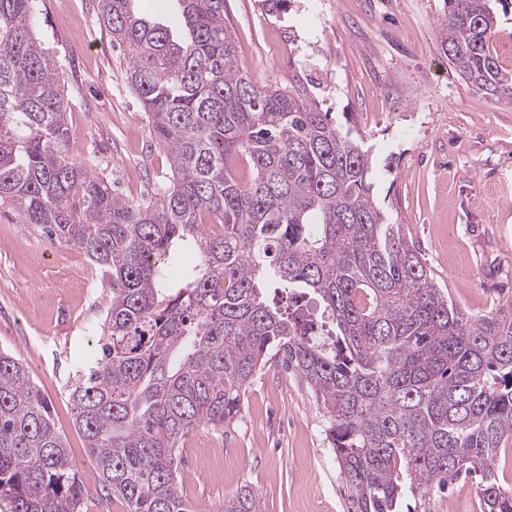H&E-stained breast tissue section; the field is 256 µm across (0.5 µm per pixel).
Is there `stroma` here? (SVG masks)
<instances>
[{"mask_svg": "<svg viewBox=\"0 0 512 512\" xmlns=\"http://www.w3.org/2000/svg\"><path fill=\"white\" fill-rule=\"evenodd\" d=\"M97 0H36L34 31L63 75L74 162L126 195L159 200L168 154L152 139L126 70L96 21ZM444 0H226L224 22L259 88L304 85L321 111L363 137L374 192L404 225L438 282L468 313L512 304V105L488 99L449 65L437 30ZM112 284L81 251L48 246L0 206V350L26 363L68 441L83 484L97 470L72 421L69 389L101 334ZM327 416L301 379L271 361L223 431L189 434L180 488L218 512L247 484L265 512H354L329 445ZM403 512H481L477 481L405 494Z\"/></svg>", "mask_w": 512, "mask_h": 512, "instance_id": "1", "label": "stroma"}]
</instances>
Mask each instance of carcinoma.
Segmentation results:
<instances>
[{
    "instance_id": "1",
    "label": "carcinoma",
    "mask_w": 512,
    "mask_h": 512,
    "mask_svg": "<svg viewBox=\"0 0 512 512\" xmlns=\"http://www.w3.org/2000/svg\"><path fill=\"white\" fill-rule=\"evenodd\" d=\"M182 31L134 0H98L130 54L127 81L170 157L159 201L134 199L67 154L68 101L34 37V0H0V204L112 282L97 347L69 391L73 425L123 512H196L179 448L224 431L268 357L306 383L356 512H399L460 476L482 512H512L499 483L512 440V307L472 316L440 287L373 193V153L306 88L258 89L224 25L225 0H173ZM442 50L466 81L512 104L490 51L493 0H445ZM195 264L176 282L172 254ZM319 295L331 320L315 338ZM0 495L12 512H87L90 491L28 366L0 351ZM221 512H265L247 486Z\"/></svg>"
}]
</instances>
